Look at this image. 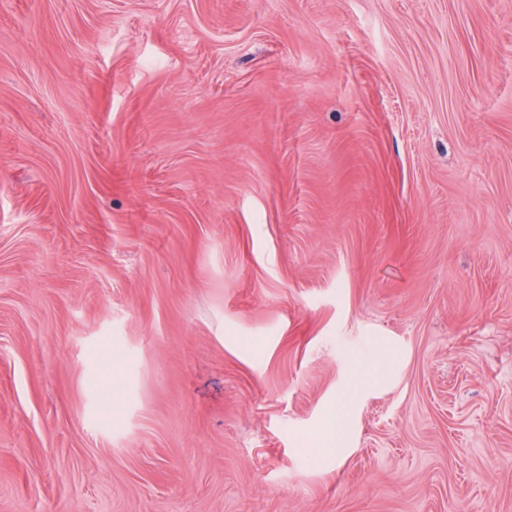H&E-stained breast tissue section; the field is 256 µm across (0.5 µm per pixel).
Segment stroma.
Returning <instances> with one entry per match:
<instances>
[{
	"instance_id": "1",
	"label": "stroma",
	"mask_w": 512,
	"mask_h": 512,
	"mask_svg": "<svg viewBox=\"0 0 512 512\" xmlns=\"http://www.w3.org/2000/svg\"><path fill=\"white\" fill-rule=\"evenodd\" d=\"M0 512H512V0H0Z\"/></svg>"
}]
</instances>
